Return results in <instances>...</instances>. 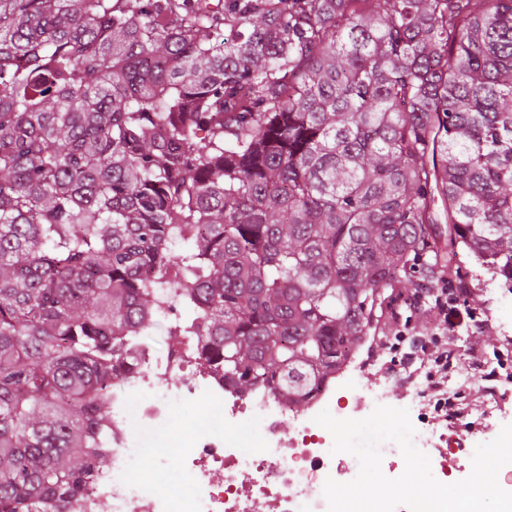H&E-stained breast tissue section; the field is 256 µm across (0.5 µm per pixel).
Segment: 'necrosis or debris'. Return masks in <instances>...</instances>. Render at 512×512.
<instances>
[{"instance_id": "obj_1", "label": "necrosis or debris", "mask_w": 512, "mask_h": 512, "mask_svg": "<svg viewBox=\"0 0 512 512\" xmlns=\"http://www.w3.org/2000/svg\"><path fill=\"white\" fill-rule=\"evenodd\" d=\"M137 364L112 381L102 447L108 469L92 472L88 489L71 512H327L326 479L353 480L359 462L332 453L333 438L314 418L329 411L338 419H363L376 406L394 405L385 380L368 377L370 359L352 349L340 370L329 375L300 407L286 405L272 391L237 392L223 376L202 364L188 337L174 334L165 353L140 343ZM141 397L140 432L129 429L130 401ZM204 406L207 421L193 424L182 442L184 477L170 495L135 480L136 463L150 460L153 439L173 424L174 407ZM259 429V443L241 437L245 424ZM415 446L433 462L440 482L450 480L460 452L453 436L434 442L423 427Z\"/></svg>"}]
</instances>
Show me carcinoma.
Returning a JSON list of instances; mask_svg holds the SVG:
<instances>
[{
  "label": "carcinoma",
  "instance_id": "cac0c4a2",
  "mask_svg": "<svg viewBox=\"0 0 512 512\" xmlns=\"http://www.w3.org/2000/svg\"><path fill=\"white\" fill-rule=\"evenodd\" d=\"M462 250L512 285V0H0V512L86 488L162 303L293 406Z\"/></svg>",
  "mask_w": 512,
  "mask_h": 512
}]
</instances>
